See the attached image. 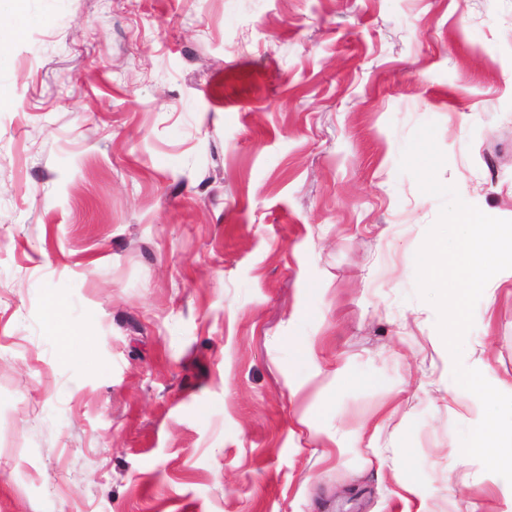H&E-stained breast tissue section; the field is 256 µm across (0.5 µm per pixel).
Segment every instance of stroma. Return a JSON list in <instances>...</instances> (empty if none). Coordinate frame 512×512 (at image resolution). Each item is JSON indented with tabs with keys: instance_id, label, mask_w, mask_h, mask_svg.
Wrapping results in <instances>:
<instances>
[{
	"instance_id": "35a3bbf8",
	"label": "stroma",
	"mask_w": 512,
	"mask_h": 512,
	"mask_svg": "<svg viewBox=\"0 0 512 512\" xmlns=\"http://www.w3.org/2000/svg\"><path fill=\"white\" fill-rule=\"evenodd\" d=\"M0 92V512H512L399 170L512 220V0H24Z\"/></svg>"
}]
</instances>
